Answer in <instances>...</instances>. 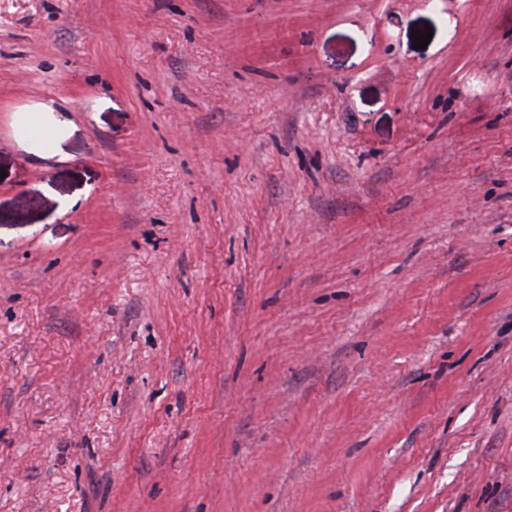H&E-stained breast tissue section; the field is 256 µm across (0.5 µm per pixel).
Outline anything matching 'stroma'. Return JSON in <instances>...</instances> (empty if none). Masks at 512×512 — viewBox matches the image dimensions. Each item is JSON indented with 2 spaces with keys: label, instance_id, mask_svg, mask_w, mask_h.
<instances>
[{
  "label": "stroma",
  "instance_id": "obj_1",
  "mask_svg": "<svg viewBox=\"0 0 512 512\" xmlns=\"http://www.w3.org/2000/svg\"><path fill=\"white\" fill-rule=\"evenodd\" d=\"M0 512H512V0H0Z\"/></svg>",
  "mask_w": 512,
  "mask_h": 512
}]
</instances>
